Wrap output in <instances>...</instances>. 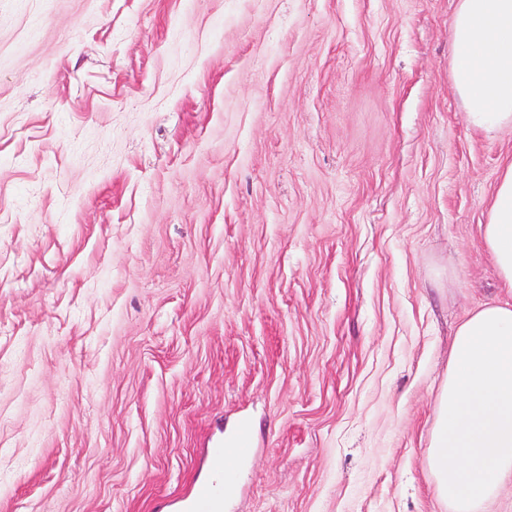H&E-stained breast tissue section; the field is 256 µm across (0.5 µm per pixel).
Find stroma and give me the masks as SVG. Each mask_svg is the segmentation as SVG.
Wrapping results in <instances>:
<instances>
[{"label":"stroma","mask_w":512,"mask_h":512,"mask_svg":"<svg viewBox=\"0 0 512 512\" xmlns=\"http://www.w3.org/2000/svg\"><path fill=\"white\" fill-rule=\"evenodd\" d=\"M456 0H0V512H451L427 448L512 128ZM452 37L467 123L486 132L512 127V0H457ZM251 435L249 428L241 424L233 439L224 441L217 448H210L209 455L216 470L224 477L225 462L229 457H240L250 447ZM222 491L214 482L194 485L190 492V500L186 503L188 512H218V504Z\"/></svg>","instance_id":"obj_1"}]
</instances>
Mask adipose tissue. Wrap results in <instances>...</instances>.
<instances>
[{"label":"adipose tissue","mask_w":512,"mask_h":512,"mask_svg":"<svg viewBox=\"0 0 512 512\" xmlns=\"http://www.w3.org/2000/svg\"><path fill=\"white\" fill-rule=\"evenodd\" d=\"M452 37V76L467 123L487 132L512 127V0H457ZM480 233L512 291V161L501 169Z\"/></svg>","instance_id":"1"}]
</instances>
